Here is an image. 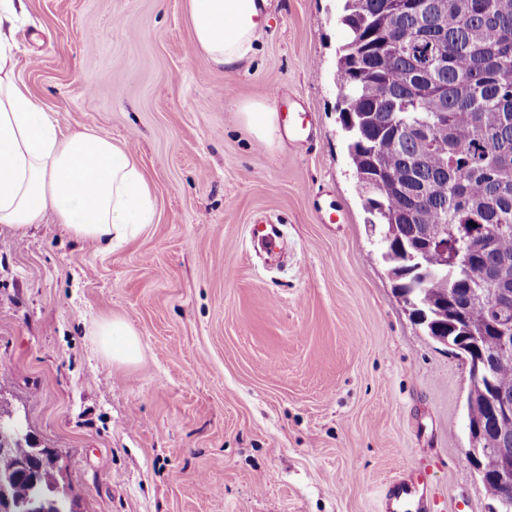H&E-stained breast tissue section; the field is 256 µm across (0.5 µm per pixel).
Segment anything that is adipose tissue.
Masks as SVG:
<instances>
[{
  "mask_svg": "<svg viewBox=\"0 0 512 512\" xmlns=\"http://www.w3.org/2000/svg\"><path fill=\"white\" fill-rule=\"evenodd\" d=\"M267 0H186L194 48L215 65L247 61L267 25ZM77 239L119 246L155 219L151 188L133 154L93 129L60 136L15 78L11 46L0 31V226L23 230L46 217ZM101 349L134 362L140 340L120 318L95 331Z\"/></svg>",
  "mask_w": 512,
  "mask_h": 512,
  "instance_id": "adipose-tissue-1",
  "label": "adipose tissue"
}]
</instances>
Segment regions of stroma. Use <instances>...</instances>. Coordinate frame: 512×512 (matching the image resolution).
Instances as JSON below:
<instances>
[{"mask_svg":"<svg viewBox=\"0 0 512 512\" xmlns=\"http://www.w3.org/2000/svg\"><path fill=\"white\" fill-rule=\"evenodd\" d=\"M16 78L61 133L135 155L153 224L128 243L0 228V411L75 512H489L466 451L469 363L411 315L339 121L344 0H268L252 58L194 49L185 0H24ZM294 102L310 136L257 142L242 108ZM332 214L336 223H322ZM279 225L270 255L255 225ZM138 334L136 362L96 322ZM101 349L119 364L134 362L140 353V340L132 327L120 318L100 323L95 331ZM392 499L395 502V506H402L406 501H412L415 505V501L418 498V507H414L417 512L420 507L428 509L427 497L425 494L426 483L424 477L421 474L416 475L413 480L406 483H394L391 487Z\"/></svg>","mask_w":512,"mask_h":512,"instance_id":"35a3bbf8","label":"stroma"}]
</instances>
